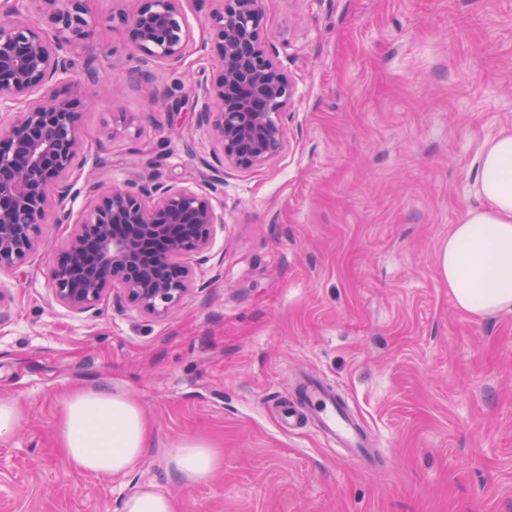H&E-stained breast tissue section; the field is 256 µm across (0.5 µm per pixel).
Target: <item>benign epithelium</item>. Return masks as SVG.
Listing matches in <instances>:
<instances>
[{
	"label": "benign epithelium",
	"mask_w": 512,
	"mask_h": 512,
	"mask_svg": "<svg viewBox=\"0 0 512 512\" xmlns=\"http://www.w3.org/2000/svg\"><path fill=\"white\" fill-rule=\"evenodd\" d=\"M37 0H0V271L15 270L43 244L50 224L72 231L48 270L52 296L68 311L94 317L104 301L127 302L162 318L190 293L193 262L207 260L224 223V204L191 185L151 178L122 187L85 183L90 204L73 207L90 155L80 113L62 88L102 86L100 68L73 57L85 36L84 0L52 6L56 34L22 19ZM183 0H142L123 19L134 51L170 68L181 66L192 35ZM212 48L222 65L216 81L194 88L197 125L219 147L212 168L261 167L286 146L283 115L295 83L263 32L261 0H215Z\"/></svg>",
	"instance_id": "7a95c632"
}]
</instances>
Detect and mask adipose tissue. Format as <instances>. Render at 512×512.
<instances>
[{
	"mask_svg": "<svg viewBox=\"0 0 512 512\" xmlns=\"http://www.w3.org/2000/svg\"><path fill=\"white\" fill-rule=\"evenodd\" d=\"M473 190L480 207L454 225L439 253V268L455 305L473 316L512 311V129L489 141L480 156ZM55 438L69 464L90 475L129 472L154 446L142 408L119 389L67 386ZM221 456L201 438L174 443L169 474L186 484L207 481Z\"/></svg>",
	"mask_w": 512,
	"mask_h": 512,
	"instance_id": "obj_1",
	"label": "adipose tissue"
}]
</instances>
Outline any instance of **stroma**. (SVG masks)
Segmentation results:
<instances>
[{"label": "stroma", "mask_w": 512, "mask_h": 512, "mask_svg": "<svg viewBox=\"0 0 512 512\" xmlns=\"http://www.w3.org/2000/svg\"><path fill=\"white\" fill-rule=\"evenodd\" d=\"M140 0H85L77 61L110 83L88 104L89 145L112 156L93 182L158 177L214 189L224 205L195 289L153 318L106 301L85 320L57 305L48 268L71 232L48 228L16 273H0V399L22 424L0 442V512H120L158 484L178 512H512V312L460 311L438 255L472 191L485 145L512 127V0H263L264 31L296 84L288 143L263 167H225L196 124L191 86L220 63L210 0H183L192 32L178 70L151 80L122 16ZM336 389L380 458L325 446L298 406L296 376ZM103 383L141 406L153 451L126 475L77 471L57 448L63 385ZM201 437L223 464L201 484L166 469Z\"/></svg>", "instance_id": "1"}]
</instances>
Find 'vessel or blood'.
I'll use <instances>...</instances> for the list:
<instances>
[{
	"label": "vessel or blood",
	"mask_w": 512,
	"mask_h": 512,
	"mask_svg": "<svg viewBox=\"0 0 512 512\" xmlns=\"http://www.w3.org/2000/svg\"><path fill=\"white\" fill-rule=\"evenodd\" d=\"M302 409L328 445L339 446L345 457L360 463L368 462L372 451L367 437L350 409L339 399L336 392L319 381H296Z\"/></svg>",
	"instance_id": "1"
}]
</instances>
